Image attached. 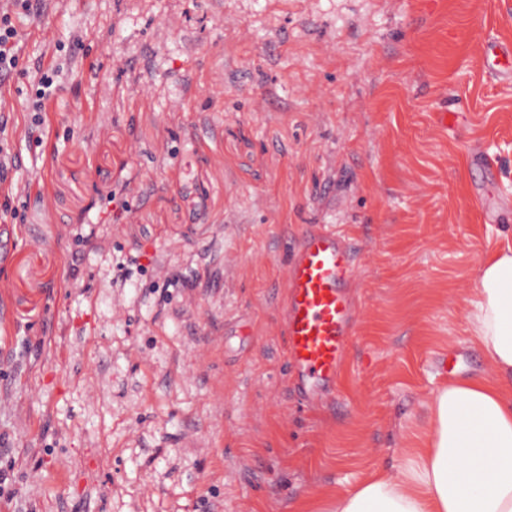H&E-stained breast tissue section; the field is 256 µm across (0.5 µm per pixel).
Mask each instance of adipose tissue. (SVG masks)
Wrapping results in <instances>:
<instances>
[{
	"label": "adipose tissue",
	"instance_id": "1",
	"mask_svg": "<svg viewBox=\"0 0 512 512\" xmlns=\"http://www.w3.org/2000/svg\"><path fill=\"white\" fill-rule=\"evenodd\" d=\"M467 319L494 379L439 387L421 446L326 512H512V247L480 267Z\"/></svg>",
	"mask_w": 512,
	"mask_h": 512
}]
</instances>
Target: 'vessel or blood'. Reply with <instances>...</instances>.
I'll list each match as a JSON object with an SVG mask.
<instances>
[{
  "label": "vessel or blood",
  "mask_w": 512,
  "mask_h": 512,
  "mask_svg": "<svg viewBox=\"0 0 512 512\" xmlns=\"http://www.w3.org/2000/svg\"><path fill=\"white\" fill-rule=\"evenodd\" d=\"M477 54L493 61L498 77L512 78L511 42H484ZM356 269L349 239L326 226H308L293 247L283 324L292 389L301 401L320 400L337 380L353 334Z\"/></svg>",
  "instance_id": "vessel-or-blood-1"
}]
</instances>
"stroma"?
<instances>
[{
	"mask_svg": "<svg viewBox=\"0 0 512 512\" xmlns=\"http://www.w3.org/2000/svg\"><path fill=\"white\" fill-rule=\"evenodd\" d=\"M14 20L0 512H324L401 463L441 384L492 378L465 300L512 244V81L474 47L512 39V0H40ZM310 224L359 252V315L306 407L281 309ZM57 73L43 72L37 80L35 96L30 99L25 107L26 112H33L34 124L39 127L41 124L40 112H45L46 101L53 94L55 89V78Z\"/></svg>",
	"mask_w": 512,
	"mask_h": 512,
	"instance_id": "obj_1",
	"label": "stroma"
}]
</instances>
